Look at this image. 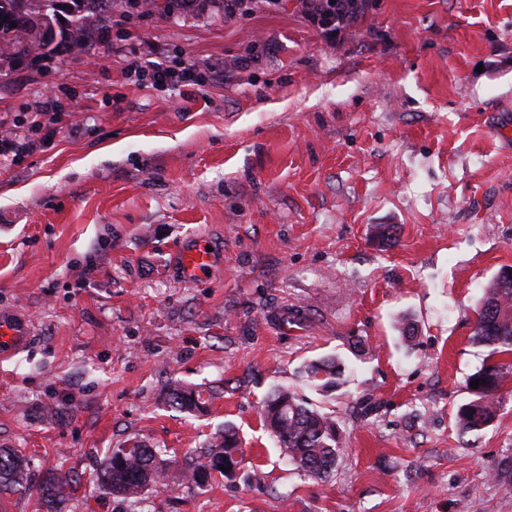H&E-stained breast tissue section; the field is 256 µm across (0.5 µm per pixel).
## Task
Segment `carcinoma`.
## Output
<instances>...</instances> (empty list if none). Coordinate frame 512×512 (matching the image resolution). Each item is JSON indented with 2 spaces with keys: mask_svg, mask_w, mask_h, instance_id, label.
<instances>
[{
  "mask_svg": "<svg viewBox=\"0 0 512 512\" xmlns=\"http://www.w3.org/2000/svg\"><path fill=\"white\" fill-rule=\"evenodd\" d=\"M49 0H0V67L20 61L46 48L34 30L43 25ZM124 0H68L66 26L59 29L69 46L83 50L87 32L106 20L112 4ZM24 24L12 26L14 19ZM478 342L491 348V354H512V276L497 274L486 290L474 328ZM346 366L331 356L307 362L301 374L307 385L329 396L345 383ZM509 374L504 363L485 364L468 382H481L472 390L474 399L461 405L456 413L459 433L476 437L491 425L499 410V390ZM164 403L179 412L193 414L205 409L202 391L196 386L172 381ZM261 416L286 459L302 470L325 477L330 475L339 457L340 438L335 419L313 407L297 391L275 386L261 403ZM241 441L235 428L226 424L217 430L202 451V461L180 471L176 459L166 457L138 438H130L108 449L98 474V485L107 493L136 500L155 485L169 482L203 489L216 474L232 480L242 462ZM231 466L224 472L220 467ZM30 460L15 448H0V492L25 494L29 490L27 474ZM76 491L73 481L63 472L49 474L39 487L38 504L42 512H60L58 506Z\"/></svg>",
  "mask_w": 512,
  "mask_h": 512,
  "instance_id": "1",
  "label": "carcinoma"
}]
</instances>
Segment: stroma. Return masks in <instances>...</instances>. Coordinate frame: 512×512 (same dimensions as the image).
<instances>
[{
    "label": "stroma",
    "instance_id": "obj_1",
    "mask_svg": "<svg viewBox=\"0 0 512 512\" xmlns=\"http://www.w3.org/2000/svg\"><path fill=\"white\" fill-rule=\"evenodd\" d=\"M129 51L249 64L154 88ZM47 90L56 121L31 129ZM0 128L47 140L0 162V311L35 336L0 359V446L31 459L8 512H37L52 470L79 481L62 512H512V378L478 439L455 425L489 353L480 301L512 267V0H367L332 44L300 0L116 7L83 52L0 69ZM197 238L216 261L190 282ZM327 355L350 369L330 397L299 375ZM173 380L210 387L208 414L165 407ZM277 384L334 416L331 477L265 431ZM227 422L233 480L135 503L97 485L128 438L180 459ZM252 1L260 2L268 10H276L279 7L280 0H199V2H210L212 4L222 5L224 11V17L233 18L238 14L251 9Z\"/></svg>",
    "mask_w": 512,
    "mask_h": 512
}]
</instances>
